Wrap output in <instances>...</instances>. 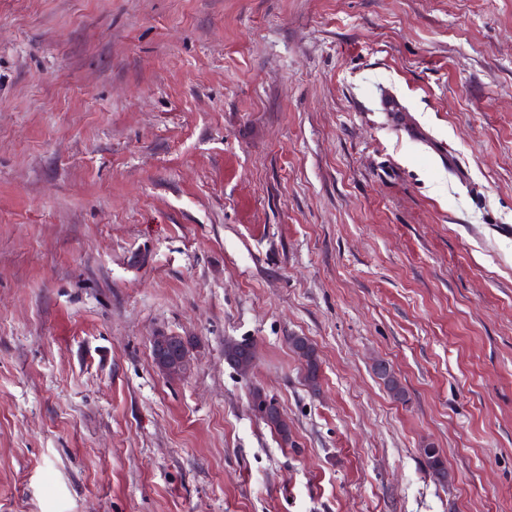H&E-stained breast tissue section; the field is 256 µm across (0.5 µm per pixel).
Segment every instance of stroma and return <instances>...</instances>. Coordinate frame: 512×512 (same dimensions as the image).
I'll return each instance as SVG.
<instances>
[{
    "label": "stroma",
    "mask_w": 512,
    "mask_h": 512,
    "mask_svg": "<svg viewBox=\"0 0 512 512\" xmlns=\"http://www.w3.org/2000/svg\"><path fill=\"white\" fill-rule=\"evenodd\" d=\"M0 512H512V0H0ZM177 337L173 338L170 335H158L154 336L152 343L158 349V354L161 355L159 364H155L160 372L168 376H181L184 373H187L189 370V360H188V350L184 343L183 347H180L176 350V355L174 358H169L164 355V352L172 345L176 346L177 343L175 340ZM288 346L296 355L303 369L304 380L313 391L319 390L321 380V362L316 349L305 337L292 336ZM262 390L258 387L253 388L250 391V408L252 412L261 418L270 428H273L274 431L279 435L282 441H289L290 433L288 430V423H285L280 420L279 414V406H276L274 402V398H269L270 401H267L268 396L264 394L265 400L261 399Z\"/></svg>",
    "instance_id": "stroma-1"
}]
</instances>
